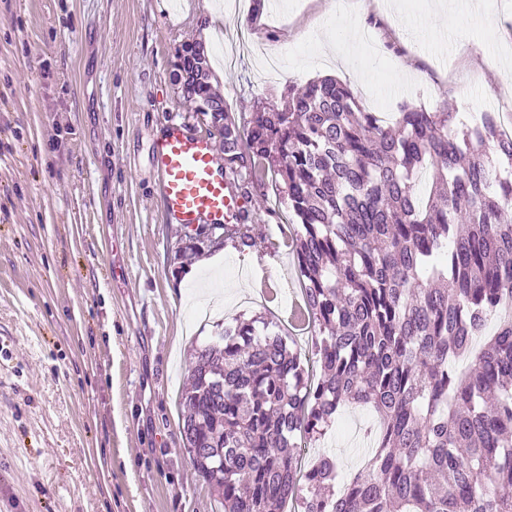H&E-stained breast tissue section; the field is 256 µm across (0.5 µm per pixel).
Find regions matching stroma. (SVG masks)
<instances>
[{
    "label": "stroma",
    "instance_id": "obj_1",
    "mask_svg": "<svg viewBox=\"0 0 512 512\" xmlns=\"http://www.w3.org/2000/svg\"><path fill=\"white\" fill-rule=\"evenodd\" d=\"M485 3L491 37L470 0H0V512H220L179 430L192 344L262 314L317 367L292 321L298 226L270 181L229 186L255 247L175 250L150 158L167 120L200 122L173 80L180 45L212 28L213 87L241 125L324 75L372 111L502 112L512 0ZM433 10L443 36L404 29ZM376 422L342 408L312 448L350 477Z\"/></svg>",
    "mask_w": 512,
    "mask_h": 512
}]
</instances>
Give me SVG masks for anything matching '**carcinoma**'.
I'll use <instances>...</instances> for the list:
<instances>
[{
	"label": "carcinoma",
	"mask_w": 512,
	"mask_h": 512,
	"mask_svg": "<svg viewBox=\"0 0 512 512\" xmlns=\"http://www.w3.org/2000/svg\"><path fill=\"white\" fill-rule=\"evenodd\" d=\"M184 57L196 76L183 97L223 114L206 47L186 44ZM222 147L224 175H270L298 220L320 373L309 382L270 319H237L193 348L183 446L219 507L512 512V138L499 113L405 103L389 125L324 77L288 87L279 111L253 113L245 130L224 114ZM229 232L257 245L254 224ZM348 404L372 407L379 432L337 492L331 457L301 461Z\"/></svg>",
	"instance_id": "carcinoma-1"
}]
</instances>
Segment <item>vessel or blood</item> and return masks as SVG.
Listing matches in <instances>:
<instances>
[{
  "instance_id": "1",
  "label": "vessel or blood",
  "mask_w": 512,
  "mask_h": 512,
  "mask_svg": "<svg viewBox=\"0 0 512 512\" xmlns=\"http://www.w3.org/2000/svg\"><path fill=\"white\" fill-rule=\"evenodd\" d=\"M151 165L168 223L222 227L241 209L227 190L212 141L185 123L168 121L157 138Z\"/></svg>"
}]
</instances>
